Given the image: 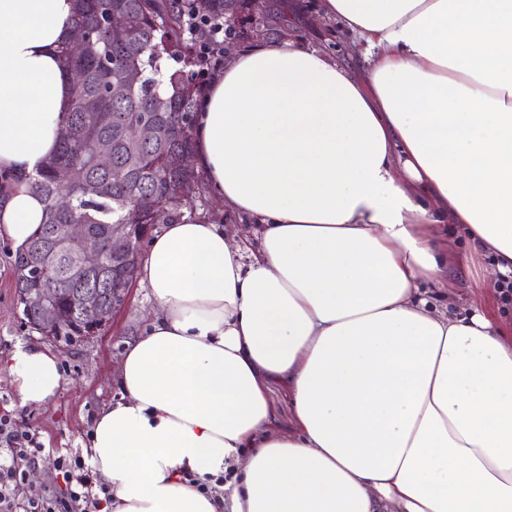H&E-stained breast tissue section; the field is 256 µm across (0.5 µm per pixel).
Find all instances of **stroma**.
I'll use <instances>...</instances> for the list:
<instances>
[{
	"label": "stroma",
	"mask_w": 512,
	"mask_h": 512,
	"mask_svg": "<svg viewBox=\"0 0 512 512\" xmlns=\"http://www.w3.org/2000/svg\"><path fill=\"white\" fill-rule=\"evenodd\" d=\"M265 6L268 26L263 36L258 39L249 37L251 15L242 12L238 25L246 36L234 42V49H245L258 42L267 44L294 39L328 53L341 63L358 68L364 66L362 51L352 46L353 35L338 30L335 22L321 19L319 0H265ZM179 210L183 215L206 217L216 224H237L245 236L251 235L253 230L249 218L228 216L223 203L209 193L185 197ZM448 234L456 250L468 255L469 262L467 267L455 272L447 293L422 285L429 308L441 310L449 306L461 315H482L512 329V306L504 305L499 295L481 285L485 267L494 262L492 255L471 252L462 226H449ZM12 251V244L0 239V415H9L19 429L35 432L43 446L36 477L22 492L23 498L34 499L52 490H64L54 460L62 454L81 455L95 413L117 398L115 371L124 343L150 319L153 302L147 288L141 282H134L127 303L103 332L69 347H56L52 338L25 323L16 304ZM19 343L58 350L63 382L56 398L48 404L30 407L19 402L4 370L11 351Z\"/></svg>",
	"instance_id": "stroma-1"
}]
</instances>
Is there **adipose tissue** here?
<instances>
[{
    "mask_svg": "<svg viewBox=\"0 0 512 512\" xmlns=\"http://www.w3.org/2000/svg\"><path fill=\"white\" fill-rule=\"evenodd\" d=\"M355 70L296 41L234 53L195 115V164L253 237L162 225L121 396L85 448L111 512H512V337L428 309L464 265L512 272V0H320ZM74 0H0V170L33 175L72 99ZM43 204L0 199L22 244ZM21 405L60 357L16 345ZM292 400L279 432L268 391Z\"/></svg>",
    "mask_w": 512,
    "mask_h": 512,
    "instance_id": "adipose-tissue-1",
    "label": "adipose tissue"
}]
</instances>
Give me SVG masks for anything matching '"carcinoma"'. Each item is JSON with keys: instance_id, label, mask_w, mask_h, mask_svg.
Here are the masks:
<instances>
[{"instance_id": "carcinoma-1", "label": "carcinoma", "mask_w": 512, "mask_h": 512, "mask_svg": "<svg viewBox=\"0 0 512 512\" xmlns=\"http://www.w3.org/2000/svg\"><path fill=\"white\" fill-rule=\"evenodd\" d=\"M241 0H76L74 26L88 30L101 27L104 13L122 17L127 38L107 44L95 38L82 53L74 55L69 46L59 50L64 68L80 72L81 80L73 86L72 104L66 127L70 136L59 139L56 154L46 159L36 174L28 178L27 187L44 203L40 230L13 253V273L18 288H32L28 253L53 248L52 224H85L100 239V259L81 278L73 277L70 262L53 257L50 275L61 289L59 309L64 321L51 329L62 346L80 342L81 328L73 317L76 291L84 285H102L101 305L105 315H112V292L105 284L112 280V256L123 246L112 242L111 224H157L161 213L179 223L186 216L178 212L181 200L207 189L201 175L193 169L178 170L170 166L174 153H193V114L196 112L199 78L204 72L196 40L188 37L193 24L200 21L222 22L228 9H236ZM142 74L139 84L123 93L109 94L120 87L126 73ZM99 101L112 114V121L101 124L96 113L86 112L81 102ZM137 121H148L157 129L150 142H132L123 135L124 128ZM99 139L112 142V166L101 169L91 163L92 145ZM78 167L83 183L62 184L57 172ZM85 183L103 184L102 194L88 195ZM69 196L71 205L57 208L61 194Z\"/></svg>"}]
</instances>
